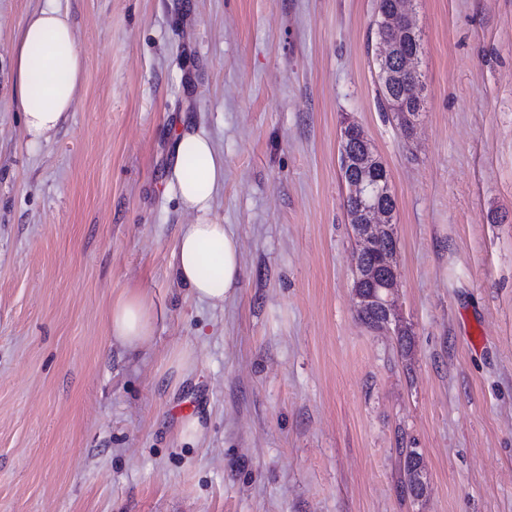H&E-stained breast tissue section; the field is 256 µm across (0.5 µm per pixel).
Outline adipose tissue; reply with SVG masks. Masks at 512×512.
Masks as SVG:
<instances>
[{"instance_id":"1","label":"adipose tissue","mask_w":512,"mask_h":512,"mask_svg":"<svg viewBox=\"0 0 512 512\" xmlns=\"http://www.w3.org/2000/svg\"><path fill=\"white\" fill-rule=\"evenodd\" d=\"M85 79L84 58L69 16L48 4L25 18L14 43L13 89L28 143L49 142L68 119ZM167 179L183 209L196 221L182 225L175 240L173 273L187 293L212 308L223 307L241 282L239 240L227 225L211 220L224 184V156L205 132H185L173 145ZM158 314L149 295L126 289L106 315L112 342L135 354L151 348Z\"/></svg>"}]
</instances>
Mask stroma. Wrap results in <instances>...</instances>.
Returning a JSON list of instances; mask_svg holds the SVG:
<instances>
[{"mask_svg":"<svg viewBox=\"0 0 512 512\" xmlns=\"http://www.w3.org/2000/svg\"><path fill=\"white\" fill-rule=\"evenodd\" d=\"M45 2L0 0V512H512V0H413L409 137L379 105L377 0H55L86 77L33 147L12 62ZM347 119L389 170L407 350L356 310ZM199 130L244 269L220 309L171 271L196 220L171 146ZM128 288L161 314L135 356L105 321ZM399 455L402 463L403 478H401V490L402 493L410 498L418 499L417 496L413 495L412 482L417 474V471L423 469V459L420 454L419 458L413 457V448H398ZM416 491L421 493L420 498L425 494L427 487L426 474L419 471V474L415 478Z\"/></svg>","mask_w":512,"mask_h":512,"instance_id":"stroma-1","label":"stroma"}]
</instances>
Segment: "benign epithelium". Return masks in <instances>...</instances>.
Segmentation results:
<instances>
[{
  "instance_id": "obj_1",
  "label": "benign epithelium",
  "mask_w": 512,
  "mask_h": 512,
  "mask_svg": "<svg viewBox=\"0 0 512 512\" xmlns=\"http://www.w3.org/2000/svg\"><path fill=\"white\" fill-rule=\"evenodd\" d=\"M344 166L369 167L379 172L381 178L377 180L376 191L385 194L389 184V173L372 147H367L363 155H344ZM350 193L362 200V205L347 215L357 242L358 253L372 254L371 263L355 268L354 296L357 309L380 311L383 320L378 324V329L392 332L397 336L402 335L406 328L398 316L397 249H378V243L382 240L396 241L394 212L375 204L371 188L363 184L351 186Z\"/></svg>"
}]
</instances>
